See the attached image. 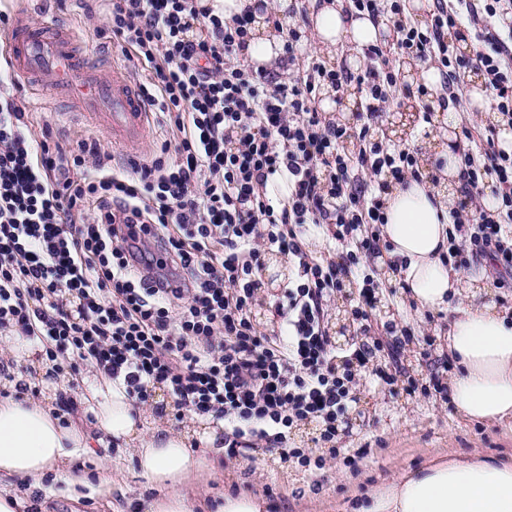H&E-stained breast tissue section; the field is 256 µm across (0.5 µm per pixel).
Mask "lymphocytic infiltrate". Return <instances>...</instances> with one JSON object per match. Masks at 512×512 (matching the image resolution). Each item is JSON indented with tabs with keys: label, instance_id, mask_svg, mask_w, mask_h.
I'll return each mask as SVG.
<instances>
[{
	"label": "lymphocytic infiltrate",
	"instance_id": "1",
	"mask_svg": "<svg viewBox=\"0 0 512 512\" xmlns=\"http://www.w3.org/2000/svg\"><path fill=\"white\" fill-rule=\"evenodd\" d=\"M388 29L362 47L365 68L329 66L309 51L308 25L289 26L281 69L244 58L248 15L225 25L199 0H107L113 40L148 69L139 93L172 132L155 154L112 168L96 142L64 148L50 121L0 81V333L47 340L52 367L88 365L139 405L163 389L181 409L223 422L232 455L259 444L290 449L294 427L317 422L335 441L374 356L375 288L364 278L352 320L361 335L337 353L328 306L379 246L384 197L426 179L418 150L371 136L397 91V62L431 58L448 85L442 107L468 109L461 82L480 75L497 124L464 125L456 151L465 201L449 210L448 259L467 270L485 258L512 288V0H434L420 22L399 0H347ZM361 93L354 124L317 111L322 86ZM287 173L289 195L268 196ZM345 244L313 256L308 225ZM159 252L143 251L147 239ZM287 254L296 274L273 304L268 336L251 309L266 250Z\"/></svg>",
	"mask_w": 512,
	"mask_h": 512
}]
</instances>
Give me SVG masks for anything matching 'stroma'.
<instances>
[{
  "label": "stroma",
  "mask_w": 512,
  "mask_h": 512,
  "mask_svg": "<svg viewBox=\"0 0 512 512\" xmlns=\"http://www.w3.org/2000/svg\"><path fill=\"white\" fill-rule=\"evenodd\" d=\"M104 0H45L42 15L56 18L76 35L81 51L91 57L107 56L123 66L136 83L146 73L134 68L108 28ZM16 97L25 102L34 120L49 119L54 138L75 146L77 141L95 139L112 157L114 166H126L129 151L113 146L107 132L96 122L80 114L63 113L52 87L30 92L18 90ZM365 271L379 285V303L373 321L374 339L379 344L372 363L397 378L386 386L373 375L363 376L357 389L356 413L348 414L339 426L344 447L352 462L333 454L318 443L317 426L306 423L293 433L294 446L303 448L321 468L306 470L280 459L279 449L262 446L246 456L214 453L203 433L191 443L198 455L211 464L189 482L185 491L202 512H217L225 493L245 492L260 495L269 512H354L365 494L374 486L389 482L403 472L421 468L435 455L456 457L480 453L512 458V419L501 422H472L459 418L445 392H437L435 383H447L450 369L442 351L443 338L453 315L448 311L421 313L398 281L379 266L376 258L365 262ZM396 321L407 332L400 355H393V338L384 324ZM101 376L91 367L81 374L49 370L31 372L33 396H70L78 400L77 412L65 415L66 423L89 422L92 413L80 398L88 386ZM414 380L415 392H407L404 381ZM146 425L162 423L181 432L191 425L189 412H178L164 390H156L152 402L142 406ZM76 484L69 485L46 473L43 484L50 496L31 491L27 485H14L17 496L28 499L38 512H145L148 502L161 491L141 476L136 459L128 449L99 446L83 456L76 471Z\"/></svg>",
  "instance_id": "35a3bbf8"
}]
</instances>
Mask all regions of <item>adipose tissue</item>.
I'll use <instances>...</instances> for the list:
<instances>
[{
  "instance_id": "1",
  "label": "adipose tissue",
  "mask_w": 512,
  "mask_h": 512,
  "mask_svg": "<svg viewBox=\"0 0 512 512\" xmlns=\"http://www.w3.org/2000/svg\"><path fill=\"white\" fill-rule=\"evenodd\" d=\"M225 22L253 7L252 36L244 57L254 68L275 67L284 37L268 22L260 0H204ZM321 51L337 45L376 43L380 27L366 16L343 12L336 0H322L310 15ZM442 162L441 185L409 181L385 201L383 241L391 264H403L406 291L419 309L451 310L454 319L446 349L453 366L450 396L457 414L470 421L512 417V308L484 301V272L460 275L448 266L446 189L459 185L457 157L447 143L435 144ZM94 402L91 426L62 425L51 400L0 398V481L29 480L42 487L45 473L73 479V463L94 445L112 439L134 448L141 473L165 488L148 512H193L182 485L207 463L191 449L188 434L155 427L144 431L142 414L122 386L102 381L89 388ZM355 512H512V458H439L401 479L373 488Z\"/></svg>"
}]
</instances>
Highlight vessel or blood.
Wrapping results in <instances>:
<instances>
[{
    "mask_svg": "<svg viewBox=\"0 0 512 512\" xmlns=\"http://www.w3.org/2000/svg\"><path fill=\"white\" fill-rule=\"evenodd\" d=\"M73 32L53 21L35 22L30 13L18 14L15 31L4 52L15 80L26 84H52L66 92L81 88L85 96L75 102L79 112L103 119L113 139L124 146L138 145L152 122L138 90L121 69L108 80H97L91 58L74 51Z\"/></svg>",
    "mask_w": 512,
    "mask_h": 512,
    "instance_id": "b4317fda",
    "label": "vessel or blood"
}]
</instances>
